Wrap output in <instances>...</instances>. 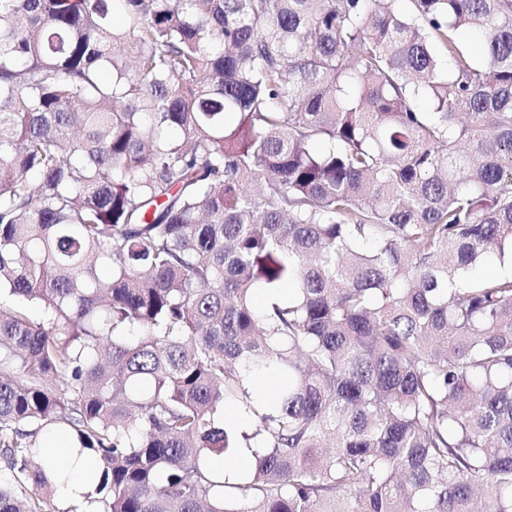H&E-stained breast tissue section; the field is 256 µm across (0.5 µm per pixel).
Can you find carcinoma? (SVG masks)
Listing matches in <instances>:
<instances>
[{"label":"carcinoma","mask_w":512,"mask_h":512,"mask_svg":"<svg viewBox=\"0 0 512 512\" xmlns=\"http://www.w3.org/2000/svg\"><path fill=\"white\" fill-rule=\"evenodd\" d=\"M395 2L0 0V512H512V0ZM256 448H241L239 453L224 462V459L219 462L224 470V474L230 479L240 478L244 473L249 471L255 463ZM55 485L58 493L63 497L57 494V492L54 489L52 491L43 490L42 492L44 497L47 498V502L50 503L49 508L61 512L62 509L68 508L69 506L73 505L72 503H70L71 500L81 499V495L84 493L85 490L84 471L79 466H72L70 470L69 479L64 482H58ZM42 492L39 491L37 493Z\"/></svg>","instance_id":"obj_1"}]
</instances>
